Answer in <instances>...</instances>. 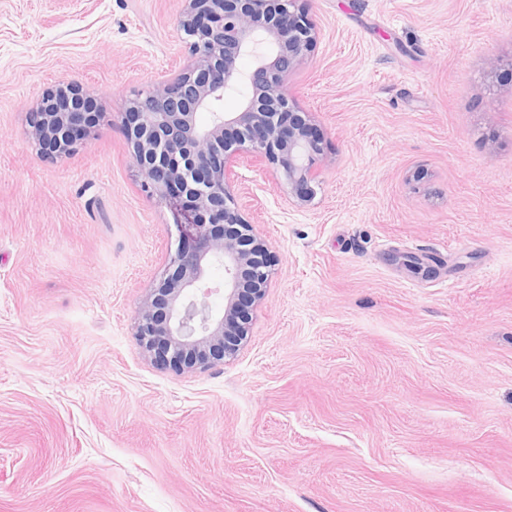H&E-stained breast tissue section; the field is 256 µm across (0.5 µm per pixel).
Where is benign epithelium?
<instances>
[{
    "label": "benign epithelium",
    "mask_w": 512,
    "mask_h": 512,
    "mask_svg": "<svg viewBox=\"0 0 512 512\" xmlns=\"http://www.w3.org/2000/svg\"><path fill=\"white\" fill-rule=\"evenodd\" d=\"M178 26L185 65L129 99L122 129L142 187L176 197L195 217L180 226L158 283L143 299L134 336L143 352L169 368L208 370L232 358L247 336L250 311L264 297L276 257L252 233L232 189V154L272 168L301 204L326 149L312 113L295 106L290 72L311 53L318 33L302 0H184ZM256 57L244 72L239 59ZM247 88L236 112L224 95ZM209 112L201 126L197 113ZM102 113L79 83L46 92L28 113L29 134L59 156L99 125ZM224 266V311L213 312L207 273Z\"/></svg>",
    "instance_id": "7a95c632"
}]
</instances>
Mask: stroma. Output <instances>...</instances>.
<instances>
[{
	"label": "stroma",
	"mask_w": 512,
	"mask_h": 512,
	"mask_svg": "<svg viewBox=\"0 0 512 512\" xmlns=\"http://www.w3.org/2000/svg\"><path fill=\"white\" fill-rule=\"evenodd\" d=\"M182 6L0 0V512H512V0H308L316 195L238 157L277 265L202 373L133 336L193 218L121 127ZM71 82L106 118L49 158L28 114Z\"/></svg>",
	"instance_id": "35a3bbf8"
}]
</instances>
